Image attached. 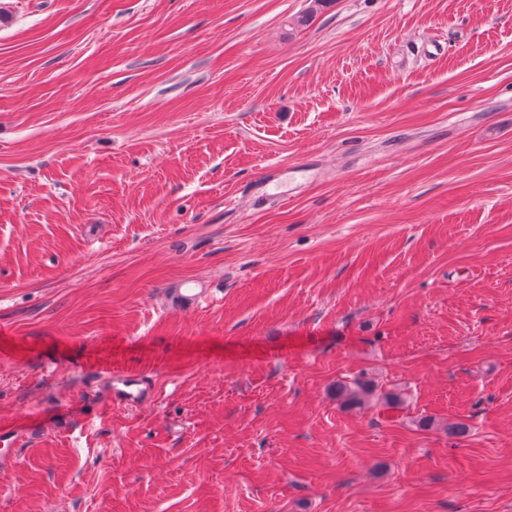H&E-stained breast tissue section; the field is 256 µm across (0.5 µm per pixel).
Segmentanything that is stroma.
<instances>
[{"instance_id": "1", "label": "stroma", "mask_w": 512, "mask_h": 512, "mask_svg": "<svg viewBox=\"0 0 512 512\" xmlns=\"http://www.w3.org/2000/svg\"><path fill=\"white\" fill-rule=\"evenodd\" d=\"M25 422L0 512H512V0H0ZM105 395L113 403L139 405L153 397V390L148 383L141 379L120 374L114 375L113 378L111 375ZM371 390L363 382L342 383L336 386V396L350 408L361 407Z\"/></svg>"}]
</instances>
